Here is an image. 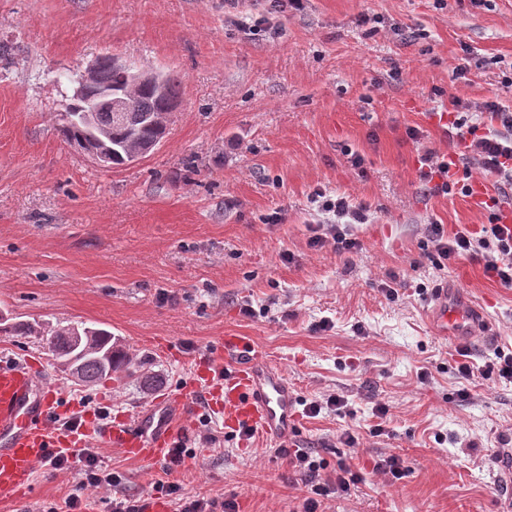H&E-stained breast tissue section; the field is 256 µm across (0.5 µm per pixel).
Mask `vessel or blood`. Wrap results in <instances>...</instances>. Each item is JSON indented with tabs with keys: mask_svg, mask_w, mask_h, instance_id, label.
I'll list each match as a JSON object with an SVG mask.
<instances>
[{
	"mask_svg": "<svg viewBox=\"0 0 512 512\" xmlns=\"http://www.w3.org/2000/svg\"><path fill=\"white\" fill-rule=\"evenodd\" d=\"M475 317L473 307L449 302L444 289L430 313L444 336L467 333ZM200 407L228 427H254L273 441L288 438L296 425L287 378L243 338L194 362L186 385L159 392L136 416H117L105 424L89 416L74 430L60 424L64 396L46 378L42 358L0 361V495L24 498L50 448L68 452L95 442L134 461L159 463L185 438L184 418Z\"/></svg>",
	"mask_w": 512,
	"mask_h": 512,
	"instance_id": "vessel-or-blood-1",
	"label": "vessel or blood"
}]
</instances>
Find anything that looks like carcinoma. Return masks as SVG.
I'll use <instances>...</instances> for the list:
<instances>
[{"label":"carcinoma","mask_w":512,"mask_h":512,"mask_svg":"<svg viewBox=\"0 0 512 512\" xmlns=\"http://www.w3.org/2000/svg\"><path fill=\"white\" fill-rule=\"evenodd\" d=\"M164 92L148 84L127 92L130 112L126 121L115 122L110 112H95L92 120L79 119L76 110L81 102L69 100L59 113V132L65 142L82 146L94 135H99L109 149L111 166H122L145 156V150L162 143L167 134L166 111L179 105L182 97L181 81L164 75ZM103 87H123V76L116 70L111 57L98 58L93 78L85 85L86 97L93 98ZM0 332L15 336H32L38 330L29 323L6 325L0 320ZM46 345L56 358L72 361L77 376L85 383L95 384L107 377V369L119 370L127 361L126 353L112 345V333L104 328L67 326L54 329L46 338Z\"/></svg>","instance_id":"obj_1"}]
</instances>
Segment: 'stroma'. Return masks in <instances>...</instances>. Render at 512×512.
<instances>
[{
    "label": "stroma",
    "instance_id": "35a3bbf8",
    "mask_svg": "<svg viewBox=\"0 0 512 512\" xmlns=\"http://www.w3.org/2000/svg\"><path fill=\"white\" fill-rule=\"evenodd\" d=\"M105 53L183 87L161 146L118 167L57 130L70 76ZM456 97L512 101V0H307L284 13L269 0H0V314L38 330L0 334V357L46 359L77 414H132L243 336L295 394L288 446L306 449L321 478L342 466L359 477L329 512H498L512 487V383L461 379L459 338L430 321L445 286L481 313L477 366L512 345V288L477 259L437 266L426 241L432 223L451 235L487 221L469 197L418 179L420 152L453 149L442 118ZM319 189L366 208L369 223L348 228L354 252L313 245ZM273 212L280 221L263 223ZM67 325L111 331L125 366L94 385L62 372L42 335ZM161 337L171 354L156 350ZM330 394L347 414L306 416ZM187 427L191 458L169 474L95 447L120 481L86 490L84 504L109 512L112 498H146L165 478L237 512H295L307 496L264 435H235L203 409ZM346 430L355 447L340 443ZM391 455L404 477L376 471ZM75 477L41 463L24 503L0 498V512L54 504Z\"/></svg>",
    "mask_w": 512,
    "mask_h": 512
}]
</instances>
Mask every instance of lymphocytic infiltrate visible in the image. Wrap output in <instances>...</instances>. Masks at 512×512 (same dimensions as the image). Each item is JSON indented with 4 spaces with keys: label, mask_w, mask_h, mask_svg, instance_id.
I'll list each match as a JSON object with an SVG mask.
<instances>
[{
    "label": "lymphocytic infiltrate",
    "mask_w": 512,
    "mask_h": 512,
    "mask_svg": "<svg viewBox=\"0 0 512 512\" xmlns=\"http://www.w3.org/2000/svg\"><path fill=\"white\" fill-rule=\"evenodd\" d=\"M455 106L447 127L454 150L442 156L425 151L418 160L420 181L433 193L444 195L477 172L493 180L503 193L504 203L512 206V103L492 99L474 106L459 99ZM311 202L329 225L328 236H316L315 244H324L330 237L337 249H356V239L347 237L344 227L367 223L366 209L353 204L348 197L332 196L323 191L314 193ZM427 238L439 257L479 259L487 276L512 288V227L502 224L498 215H491L488 224L477 234L462 229L450 237L443 225L431 224L427 227ZM278 453L311 485L300 512H325L324 502L331 492L348 491L356 481L355 475L344 466L337 471L335 480L317 481L316 464L307 452L282 445ZM45 460L53 468L75 471L78 481L63 503L38 507L34 512H79L84 490L91 486H112L118 481L114 474L99 470L96 455L88 448H76L68 453L52 448L47 451Z\"/></svg>",
    "instance_id": "1"
}]
</instances>
